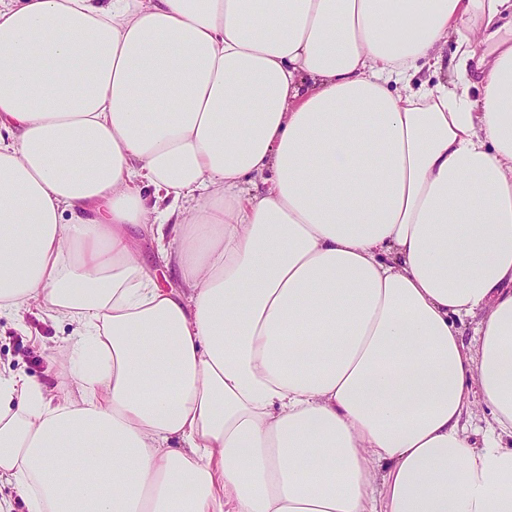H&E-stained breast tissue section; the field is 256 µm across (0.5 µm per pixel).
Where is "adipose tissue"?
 <instances>
[{
	"mask_svg": "<svg viewBox=\"0 0 512 512\" xmlns=\"http://www.w3.org/2000/svg\"><path fill=\"white\" fill-rule=\"evenodd\" d=\"M448 43L476 85L412 88ZM35 302L73 384L0 371L27 512H512V0L0 5ZM158 251L155 241L151 238L141 240L142 257L146 264L157 271L159 285L164 288L178 287V281L174 274L161 264Z\"/></svg>",
	"mask_w": 512,
	"mask_h": 512,
	"instance_id": "obj_1",
	"label": "adipose tissue"
}]
</instances>
